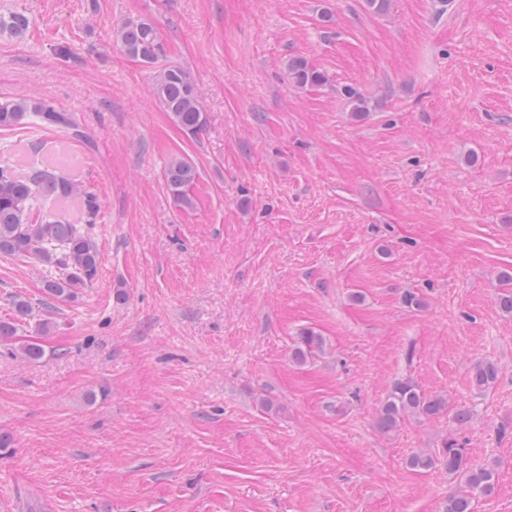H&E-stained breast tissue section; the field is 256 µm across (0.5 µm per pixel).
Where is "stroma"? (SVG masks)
I'll list each match as a JSON object with an SVG mask.
<instances>
[{
	"mask_svg": "<svg viewBox=\"0 0 512 512\" xmlns=\"http://www.w3.org/2000/svg\"><path fill=\"white\" fill-rule=\"evenodd\" d=\"M0 11L32 19L0 37V98L72 113L88 136L78 178L100 204L99 274L74 298L47 294L46 267L0 255V318L16 328L0 341V512H440L456 481L406 461L449 436L496 468L473 512H512V316L497 303L512 271V0ZM131 15L190 73L209 116L199 137L115 42ZM292 57L328 84L293 86ZM66 138L2 131L0 158ZM176 157L199 173L190 210L166 190ZM307 328L325 352L299 365ZM28 343L42 358L19 355ZM487 360L501 373L480 392L471 373ZM406 378L451 412L382 433Z\"/></svg>",
	"mask_w": 512,
	"mask_h": 512,
	"instance_id": "stroma-1",
	"label": "stroma"
}]
</instances>
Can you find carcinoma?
<instances>
[{
    "label": "carcinoma",
    "instance_id": "carcinoma-1",
    "mask_svg": "<svg viewBox=\"0 0 512 512\" xmlns=\"http://www.w3.org/2000/svg\"><path fill=\"white\" fill-rule=\"evenodd\" d=\"M29 26L30 18L23 12H0V36L19 37ZM114 35L128 57L155 69L152 94L172 122L187 135L199 136L206 128L207 116L200 109L189 73L178 65L155 68L168 54L167 43L156 23L148 17L128 16L114 28ZM286 69L289 82L298 87H321L328 82L323 72L301 57L289 59ZM29 117L37 125L82 136L71 115L48 102L0 99V130L14 128ZM197 178L196 167L181 158L172 159L166 167V187L178 207L193 208L191 189ZM99 210L94 194L49 164L34 159L18 171L8 162L0 163V254L22 257L50 268L53 274L45 280L44 288L53 297L70 298L96 278L100 253L91 229L97 223ZM501 281L507 288L500 294L498 304L502 311L512 314V274H502ZM324 345L323 337L304 329L297 336L293 359L304 364L323 351ZM499 374L497 363L482 362L472 371L473 386L485 391L497 382ZM446 412L448 404L444 398L428 395L414 381L403 379L391 387L376 425L389 432L409 414L431 419ZM408 465L419 471L441 466L458 481L459 489L448 495L441 512H472V495H489L495 488L494 467L472 463L453 438L444 439L431 453L410 456Z\"/></svg>",
    "mask_w": 512,
    "mask_h": 512
}]
</instances>
